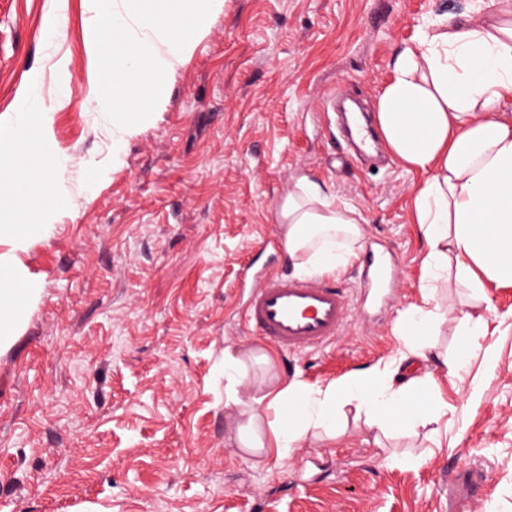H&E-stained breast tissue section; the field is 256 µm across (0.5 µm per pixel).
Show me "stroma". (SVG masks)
<instances>
[{
	"mask_svg": "<svg viewBox=\"0 0 512 512\" xmlns=\"http://www.w3.org/2000/svg\"><path fill=\"white\" fill-rule=\"evenodd\" d=\"M499 0H224L177 69L157 121L131 137L103 183L88 168L111 149L95 112L85 0H0V122L31 77L54 101L72 201L53 234L18 259L42 288L0 353V512H512V285L439 288L428 342L457 354L463 304L489 302L465 373L435 372L448 414L375 440L353 406L344 437L308 441L253 468L226 441L224 350H268L285 379L322 386L399 360V311L419 302L426 252L412 224L426 178L382 150L350 148L323 104L337 91L367 111L392 62L433 19L481 22ZM62 14L52 37L45 18ZM66 61L71 95L53 72ZM325 181L364 220L354 254L391 253L392 311L350 314L342 336L286 356L247 335L240 313L263 276L287 273L277 204L292 177ZM484 471L450 499L457 467Z\"/></svg>",
	"mask_w": 512,
	"mask_h": 512,
	"instance_id": "35a3bbf8",
	"label": "stroma"
}]
</instances>
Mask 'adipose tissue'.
Returning <instances> with one entry per match:
<instances>
[{"label":"adipose tissue","mask_w":512,"mask_h":512,"mask_svg":"<svg viewBox=\"0 0 512 512\" xmlns=\"http://www.w3.org/2000/svg\"><path fill=\"white\" fill-rule=\"evenodd\" d=\"M509 96L512 9L505 7L476 24L425 23L417 40L397 53L393 78L377 102L379 129L391 153L427 175L414 196V221L427 246L421 301L404 311L396 332L409 356H432L453 372L485 335L486 310L468 304L455 358L428 352L419 339L431 334L440 317L436 282L512 283V122L498 116ZM277 216L288 260L304 275L334 271L348 259L340 244L364 234L356 210L306 174L294 177ZM254 363L267 369L258 382L248 376ZM391 372L388 366L372 367L311 386L281 379L269 354L225 353L224 406L233 419L228 439L254 467L264 468L308 440L342 436L347 404L384 436L412 432L447 414V405L432 396L431 375L396 387L388 380Z\"/></svg>","instance_id":"1"}]
</instances>
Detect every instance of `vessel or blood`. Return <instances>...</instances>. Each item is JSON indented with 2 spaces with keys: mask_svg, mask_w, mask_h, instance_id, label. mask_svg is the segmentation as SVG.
<instances>
[{
  "mask_svg": "<svg viewBox=\"0 0 512 512\" xmlns=\"http://www.w3.org/2000/svg\"><path fill=\"white\" fill-rule=\"evenodd\" d=\"M358 267V297L354 300L347 289L327 277H263L252 288L242 314L249 334L291 355L333 344L345 330L350 311L367 317L375 306H391L389 289L394 273L384 257L366 251Z\"/></svg>",
  "mask_w": 512,
  "mask_h": 512,
  "instance_id": "1",
  "label": "vessel or blood"
}]
</instances>
